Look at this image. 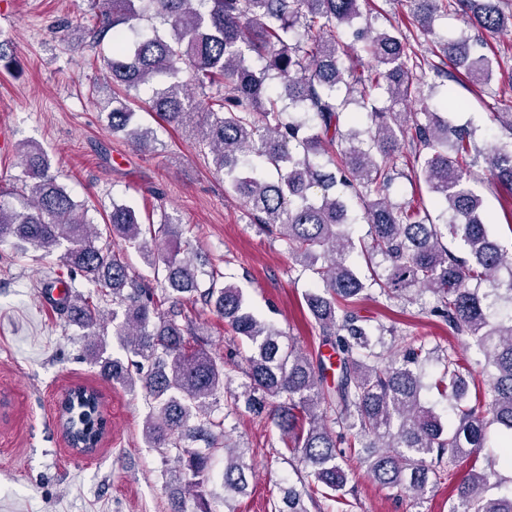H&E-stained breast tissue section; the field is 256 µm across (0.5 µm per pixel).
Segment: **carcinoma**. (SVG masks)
I'll use <instances>...</instances> for the list:
<instances>
[{"label": "carcinoma", "instance_id": "1", "mask_svg": "<svg viewBox=\"0 0 512 512\" xmlns=\"http://www.w3.org/2000/svg\"><path fill=\"white\" fill-rule=\"evenodd\" d=\"M414 22L430 33L438 11L456 5L479 33L512 28V0H404ZM368 0H95V22L78 29L98 45L112 35V56L102 58L112 95L100 101L112 132L141 151L157 149L155 131L137 117L142 109L165 124L196 132V145L240 197L250 223L284 243L302 272L316 279L306 306L323 342L336 355L338 376L324 387L326 370L273 324L260 320L241 288L210 279L200 287L193 258L180 247L159 252L147 246L134 208L112 202L100 232L88 208L75 201L52 171L48 151L21 145L17 181L28 194L25 208L0 204V242L21 254L33 249L60 260L112 301L114 335L126 359L106 358L96 345L92 361L103 376L129 390L141 389L149 411L144 444L162 465L173 460L195 478L193 512H213L203 493L213 459L224 454V502L247 493L252 473L248 449L233 443L226 421L244 403L254 416L272 417L287 450L298 456L299 483L279 488L274 512H309L315 491L341 502L349 475L366 468L378 484L421 499L442 473L468 463L450 512H512V493L492 492L477 468L494 424L512 436V252L491 235L492 218L469 186L470 168L484 166L500 186L512 190V112L496 121L502 136L482 148L475 131L454 128L448 117L424 106H403L430 76L456 77L486 85L494 59L475 51L478 40L448 39L438 64H424L406 39L365 17ZM354 28V44L337 31ZM374 61L363 73L347 65L349 51ZM385 89L388 105H376ZM369 112L372 128L356 120L341 128L351 103ZM424 119H419V116ZM433 194L437 219L391 202L390 190L404 175L400 154ZM357 199L368 225L354 239L345 196ZM138 249L143 264L162 276L163 301L142 276L130 272L122 251ZM358 253L370 276L362 278L350 259ZM378 287L388 300L412 303L422 293L437 296L433 313L455 335L476 348L488 377L490 399L471 400L474 369L457 352L444 354L442 395L456 412L445 426L428 406L419 372L431 350L412 337L397 357H386L371 341L367 319L356 311L364 292ZM210 307L246 343L243 380L224 372V359L206 348L205 329L188 319L182 300ZM72 321L96 335L103 316L80 294L62 302ZM224 406V415L214 408ZM95 394L68 409L75 440L89 445L102 430ZM202 442L203 448L193 444Z\"/></svg>", "mask_w": 512, "mask_h": 512}]
</instances>
